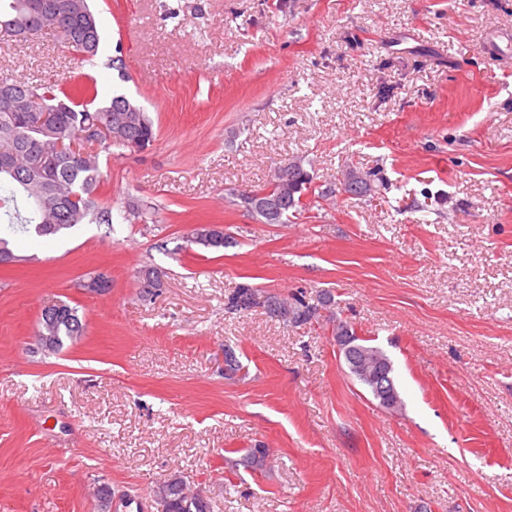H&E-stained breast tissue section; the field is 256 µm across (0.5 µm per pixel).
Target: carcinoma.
<instances>
[{"label": "carcinoma", "mask_w": 512, "mask_h": 512, "mask_svg": "<svg viewBox=\"0 0 512 512\" xmlns=\"http://www.w3.org/2000/svg\"><path fill=\"white\" fill-rule=\"evenodd\" d=\"M36 0H0V22L11 21L32 31L54 30L58 21L65 22L67 34L62 42L78 63L98 55L101 31L90 0H53L50 13L34 10ZM108 132L94 152H74L72 143L82 144L85 132L98 126ZM156 139L154 122L144 109L123 93L109 100H100L94 81L82 80L68 88L51 83H30L25 80L0 78V253L14 255L11 239L19 233H32L45 240L53 239L81 224L112 226V209L98 200L101 182L100 154L112 149L138 152L147 149ZM291 178L286 183L272 179L268 185L251 191L258 205H250L241 195L244 206H252L262 224H284L289 214L305 211L311 198L322 197L326 191L314 186L313 177L301 162L292 161ZM345 182L350 193L368 194L370 182L349 171ZM190 242L206 248L221 249L227 243L224 230L201 224L194 228ZM265 297L272 304H283L286 311L281 321L304 324L321 317L320 310L331 303L326 296L320 305L306 301L303 294L291 299L244 285L228 298L227 306L236 311L251 308L253 297ZM46 330L67 339L81 337L85 325L76 308L63 304V313ZM334 335L348 336L363 351L375 355L385 364L389 357L378 347L357 336L352 325L336 320ZM157 496L164 502L165 512H209L208 502L185 494L180 480L164 482L157 487Z\"/></svg>", "instance_id": "obj_1"}]
</instances>
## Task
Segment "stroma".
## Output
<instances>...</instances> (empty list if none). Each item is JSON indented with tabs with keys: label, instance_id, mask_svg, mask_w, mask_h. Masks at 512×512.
Returning a JSON list of instances; mask_svg holds the SVG:
<instances>
[{
	"label": "stroma",
	"instance_id": "obj_1",
	"mask_svg": "<svg viewBox=\"0 0 512 512\" xmlns=\"http://www.w3.org/2000/svg\"><path fill=\"white\" fill-rule=\"evenodd\" d=\"M91 5L95 64L41 31L0 36V74L90 75L157 139L103 158L114 230L20 238L0 266V512H164L173 477L210 512H512V71L494 42L512 0ZM295 159L315 185L351 169L375 191L260 223L236 194ZM141 204L157 223L124 221ZM199 224L231 245L188 242ZM96 268L108 291L81 288ZM243 283L330 293L393 362L402 409L351 374L325 320L225 309ZM61 301L85 333L48 356L34 331ZM257 445L266 468L227 464Z\"/></svg>",
	"mask_w": 512,
	"mask_h": 512
}]
</instances>
